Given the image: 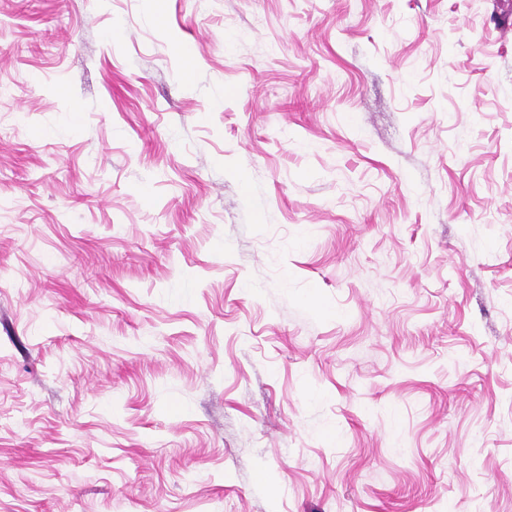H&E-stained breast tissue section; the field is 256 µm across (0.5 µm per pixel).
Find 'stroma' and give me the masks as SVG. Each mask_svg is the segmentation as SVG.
I'll return each instance as SVG.
<instances>
[{"label": "stroma", "mask_w": 512, "mask_h": 512, "mask_svg": "<svg viewBox=\"0 0 512 512\" xmlns=\"http://www.w3.org/2000/svg\"><path fill=\"white\" fill-rule=\"evenodd\" d=\"M0 512H512V0H0Z\"/></svg>", "instance_id": "stroma-1"}]
</instances>
